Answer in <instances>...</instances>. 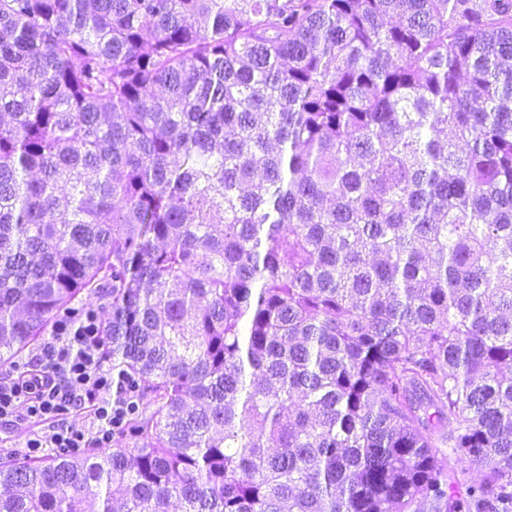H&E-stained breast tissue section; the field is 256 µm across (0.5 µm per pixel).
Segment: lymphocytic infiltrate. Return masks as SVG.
Wrapping results in <instances>:
<instances>
[{
	"label": "lymphocytic infiltrate",
	"mask_w": 512,
	"mask_h": 512,
	"mask_svg": "<svg viewBox=\"0 0 512 512\" xmlns=\"http://www.w3.org/2000/svg\"><path fill=\"white\" fill-rule=\"evenodd\" d=\"M100 320L88 312L77 325H58L36 353L22 364L17 377L0 381V419L47 420L46 429L28 435V454L44 449H79L96 445L108 448L129 406L114 394L112 369L103 359L99 338ZM91 413L89 424L76 426L65 417L73 411Z\"/></svg>",
	"instance_id": "lymphocytic-infiltrate-1"
}]
</instances>
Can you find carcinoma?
Masks as SVG:
<instances>
[{
  "mask_svg": "<svg viewBox=\"0 0 512 512\" xmlns=\"http://www.w3.org/2000/svg\"><path fill=\"white\" fill-rule=\"evenodd\" d=\"M101 300L0 512H512V0H0V363ZM99 328L97 313L90 311L78 325H58L28 361L24 362L31 354L19 361L23 363L17 365L18 370L21 365L23 370L17 377L12 365L0 366V375H12L0 381V419L51 420L46 429L28 436V424L0 420V438L9 440L0 446L2 452L26 458L24 448L27 455L46 448L41 456L53 449L77 450L90 444L112 448V433L123 425L131 405L127 397L135 390L127 384L123 396L114 395L112 367L101 355ZM72 411L79 412L68 421L83 426L66 422L64 417Z\"/></svg>",
  "mask_w": 512,
  "mask_h": 512,
  "instance_id": "carcinoma-1",
  "label": "carcinoma"
}]
</instances>
